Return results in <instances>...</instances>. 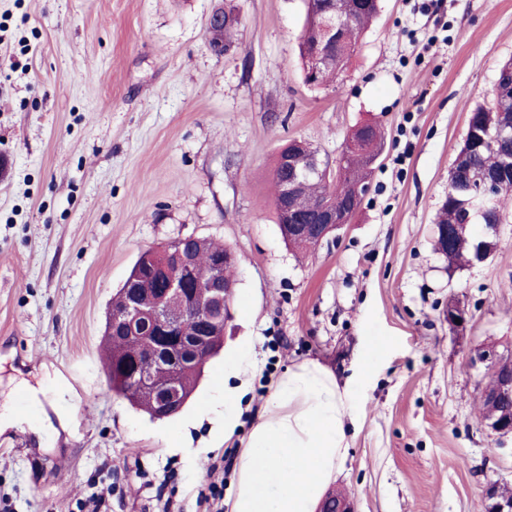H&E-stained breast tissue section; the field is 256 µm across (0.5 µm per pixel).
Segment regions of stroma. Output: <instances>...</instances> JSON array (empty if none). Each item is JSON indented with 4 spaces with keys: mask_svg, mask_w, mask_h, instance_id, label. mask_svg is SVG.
I'll return each instance as SVG.
<instances>
[{
    "mask_svg": "<svg viewBox=\"0 0 512 512\" xmlns=\"http://www.w3.org/2000/svg\"><path fill=\"white\" fill-rule=\"evenodd\" d=\"M379 4L336 81L310 87L303 0H0V409L14 418L0 421V512H78L95 492L107 512L229 497L223 357L163 421L106 384L113 294L142 251L189 235L237 257L224 352L259 366L240 434L289 367L315 360L343 382L384 336L333 492L354 512H485L490 485L512 486V440L481 423L486 370L467 361L512 345V208L483 263L434 246L469 114L512 60V0ZM219 6L239 28L221 55ZM370 122L385 147L369 193L337 238L296 255L276 221L281 145L333 157Z\"/></svg>",
    "mask_w": 512,
    "mask_h": 512,
    "instance_id": "obj_1",
    "label": "stroma"
}]
</instances>
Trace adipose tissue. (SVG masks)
<instances>
[{
  "instance_id": "1",
  "label": "adipose tissue",
  "mask_w": 512,
  "mask_h": 512,
  "mask_svg": "<svg viewBox=\"0 0 512 512\" xmlns=\"http://www.w3.org/2000/svg\"><path fill=\"white\" fill-rule=\"evenodd\" d=\"M314 360L290 367L235 461L232 512H318L360 422L354 392Z\"/></svg>"
}]
</instances>
